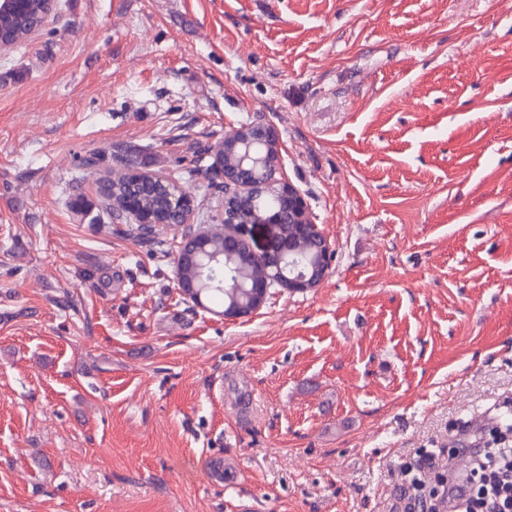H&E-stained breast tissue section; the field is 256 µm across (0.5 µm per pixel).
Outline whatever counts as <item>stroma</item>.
I'll use <instances>...</instances> for the list:
<instances>
[{
    "mask_svg": "<svg viewBox=\"0 0 512 512\" xmlns=\"http://www.w3.org/2000/svg\"><path fill=\"white\" fill-rule=\"evenodd\" d=\"M335 251L227 320L184 228L75 214L79 160L242 123ZM512 401V0H59L0 53V512H404ZM326 276H327V271H325L323 273V275L321 276V278L315 285H310L308 282H305L302 274L295 275L294 277H287V276L282 275V276L278 277V279H275L273 281V283H271L267 279L264 282L260 283L257 287V288L261 289V296L259 299V304L256 307V309H254L253 311L246 312V313L241 312L234 318H226L225 317V319L238 320L241 318L248 317L251 314L258 311L266 303L268 295L273 294L272 292H270V288H275V289L278 288V292H280V293L288 292L289 294H295V293L305 292L310 288H316L317 286H319L324 281Z\"/></svg>",
    "mask_w": 512,
    "mask_h": 512,
    "instance_id": "1",
    "label": "stroma"
}]
</instances>
